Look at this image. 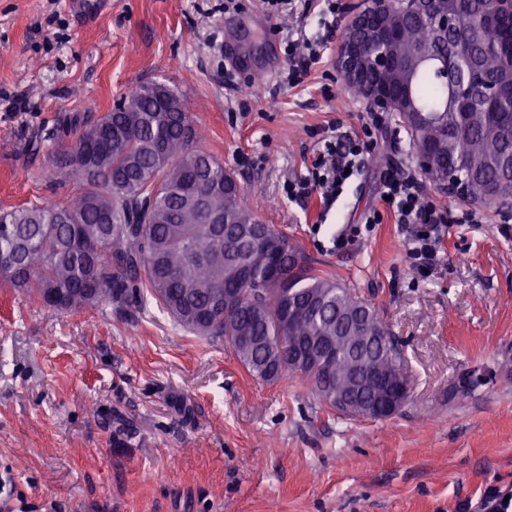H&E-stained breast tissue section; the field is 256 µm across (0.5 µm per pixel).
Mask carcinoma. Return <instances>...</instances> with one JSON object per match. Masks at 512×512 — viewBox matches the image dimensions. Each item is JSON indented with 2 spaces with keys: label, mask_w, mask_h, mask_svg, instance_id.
<instances>
[{
  "label": "carcinoma",
  "mask_w": 512,
  "mask_h": 512,
  "mask_svg": "<svg viewBox=\"0 0 512 512\" xmlns=\"http://www.w3.org/2000/svg\"><path fill=\"white\" fill-rule=\"evenodd\" d=\"M495 0H447L453 16L445 33L412 11L395 14L399 52L406 67L358 84L386 81L402 90L415 111L412 146L433 149L434 165L424 172L437 187L458 188L462 202L485 200L491 208L512 199V96L487 105L485 92L512 81V56L505 29L482 23ZM170 104L152 85L121 97L106 122L86 114L65 118L73 144L52 155L59 183L74 189L51 206L32 205L0 216V255L22 273L5 271L0 281L41 303L46 290L70 297L67 309L142 303L150 295L194 335L228 344L248 372L273 384L286 375L307 382L301 367L282 349L301 351L315 342L339 345L329 362L333 379L357 391L353 365L378 377L403 379V355L376 306L355 290L316 272L301 249L272 225L261 246L253 233L261 222L244 201V189L212 154L192 148L198 132L184 101L168 90ZM104 152L91 170L75 165L72 152L89 141ZM206 208L191 197L206 190ZM224 223H207V213ZM280 264L301 313L288 316L283 285L265 279L270 261ZM238 305L216 310L228 290ZM361 313L365 328L336 340L341 322ZM381 336L359 351L353 337Z\"/></svg>",
  "instance_id": "1"
}]
</instances>
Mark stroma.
<instances>
[{"label":"stroma","mask_w":512,"mask_h":512,"mask_svg":"<svg viewBox=\"0 0 512 512\" xmlns=\"http://www.w3.org/2000/svg\"><path fill=\"white\" fill-rule=\"evenodd\" d=\"M344 23L309 16L307 37L335 38L291 87L298 20L263 0H0V211L71 192L48 159L66 113L97 118L167 84L257 218L379 307L411 381L393 417L338 416L301 378L260 380L153 300L62 312L0 285V512H478L486 488L512 493V211L438 225L437 256L418 268L412 225L379 193L384 169L420 174L390 116L382 150L331 208L287 197L319 155L317 129L355 137L368 110L320 92L340 83ZM376 210L382 223H368ZM346 224L359 232L340 248ZM470 370L485 383L449 402Z\"/></svg>","instance_id":"1"}]
</instances>
